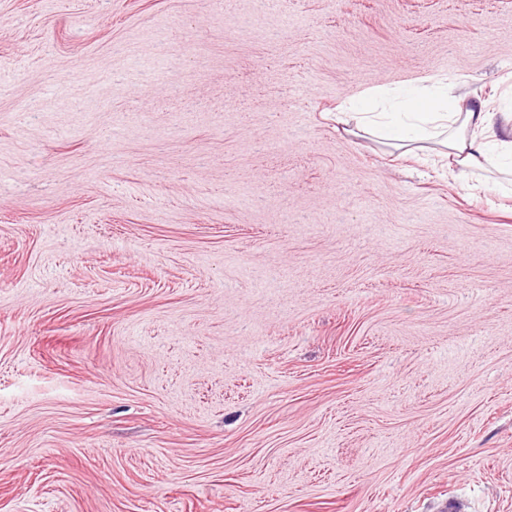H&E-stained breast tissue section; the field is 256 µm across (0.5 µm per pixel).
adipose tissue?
<instances>
[{"label": "adipose tissue", "instance_id": "obj_1", "mask_svg": "<svg viewBox=\"0 0 512 512\" xmlns=\"http://www.w3.org/2000/svg\"><path fill=\"white\" fill-rule=\"evenodd\" d=\"M457 86L455 78L433 76L399 95L380 85L366 88L361 97L375 108L371 133L393 145L442 140L459 166L477 169L492 162L512 172V115L487 111L478 96L461 109Z\"/></svg>", "mask_w": 512, "mask_h": 512}]
</instances>
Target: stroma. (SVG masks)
<instances>
[{
	"instance_id": "obj_1",
	"label": "stroma",
	"mask_w": 512,
	"mask_h": 512,
	"mask_svg": "<svg viewBox=\"0 0 512 512\" xmlns=\"http://www.w3.org/2000/svg\"><path fill=\"white\" fill-rule=\"evenodd\" d=\"M512 110V0H0V512H512V200L339 121Z\"/></svg>"
}]
</instances>
